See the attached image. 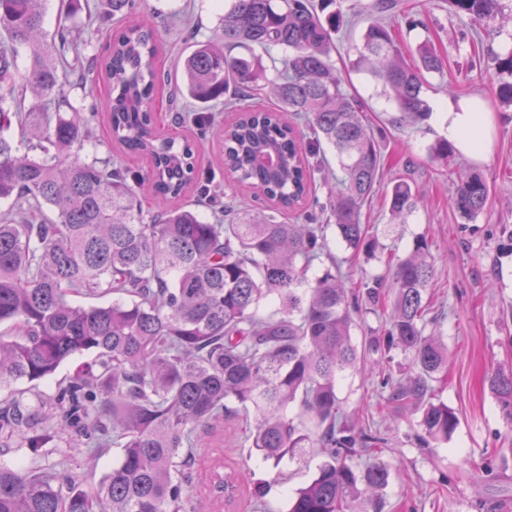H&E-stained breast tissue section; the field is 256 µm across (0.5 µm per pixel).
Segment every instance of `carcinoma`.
Here are the masks:
<instances>
[{
    "label": "carcinoma",
    "mask_w": 512,
    "mask_h": 512,
    "mask_svg": "<svg viewBox=\"0 0 512 512\" xmlns=\"http://www.w3.org/2000/svg\"><path fill=\"white\" fill-rule=\"evenodd\" d=\"M457 13L494 22L507 0H448ZM47 0H0V447L24 448L36 461L50 444L73 441L94 459L107 448L121 460L94 492L66 461L41 473L0 465V512H213L231 505L236 479L220 461L209 495L196 497L188 462L224 422L238 423L239 446L273 467L305 462L311 448L327 459L295 490L288 512H367L389 484L387 466L354 458L372 456L379 439L343 419L337 383L363 359L353 344L359 296L331 271L308 272L327 254L328 222L348 247L369 245L361 210L381 166L378 139L365 122V102L344 89L330 64L332 34L342 13L320 16L311 0H227L212 36L184 58L182 77L157 71L159 36L143 16L112 38L109 53L67 71L81 57L68 28L42 36ZM279 49L285 58L272 55ZM29 50L19 69L20 50ZM418 63L403 58L390 29L370 25L353 66L382 80L400 122L426 120L422 73H439L443 59L427 42ZM494 93L512 105V50L487 60ZM103 81L110 97L112 141L149 161L131 178L120 164L81 155L92 116L70 104L67 76ZM172 85L170 111L206 129L211 117L183 112L177 97L202 108L224 104L239 113L224 126V166L243 185L278 208L224 207L214 222L190 204L171 205L193 179L194 144L161 137L148 113L162 85ZM270 90L272 110L246 102ZM35 104L25 107L26 95ZM24 130L16 140L14 126ZM342 176L313 213L290 224L283 212L313 192L325 172L326 152ZM147 184L161 210L146 216L137 195ZM486 180L459 179L449 199L462 216L486 207ZM389 212L405 218L416 206L409 183H394ZM429 245L419 238L405 257L391 255L394 311L383 335L370 342L412 355L414 375L392 388L389 400L411 403L429 439L444 442L458 426L448 405L436 403L432 383L448 366V347L425 334L426 298L433 277ZM381 278L365 282L378 306ZM71 293L110 302L76 304ZM91 364L57 384L53 395L29 400L14 389L54 375L74 355ZM491 386L512 418V372Z\"/></svg>",
    "instance_id": "cac0c4a2"
}]
</instances>
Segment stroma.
Instances as JSON below:
<instances>
[{
	"mask_svg": "<svg viewBox=\"0 0 512 512\" xmlns=\"http://www.w3.org/2000/svg\"><path fill=\"white\" fill-rule=\"evenodd\" d=\"M88 2L93 21H86L80 12L71 24L85 55L100 57L107 52L109 33L121 24L108 0ZM326 9L342 12L346 19L334 36L331 62L345 90L367 104L366 120L380 138L382 168L362 208L375 251L346 248L331 234L329 255L316 262L314 270L335 269L356 292L372 275L386 273L388 253L407 255L416 238L427 239L434 273L428 329L448 346V377L437 385L436 398L456 412L459 424L448 441L427 445L422 441L419 412L389 402L392 385L412 371L411 354L398 348L369 353V369L346 374L337 387L342 409L353 422L383 439L377 460L390 470L382 493L383 512H512V420L489 386L496 373L512 370V107L502 106L494 97L490 73L479 65L488 52L502 55L512 48V23L479 24L453 13L447 0H400L390 11L378 10L376 0H329ZM136 10L155 15L161 38L156 67L174 74L193 42L211 36L224 0H137ZM373 21L391 28L404 55L427 41L443 57V71L427 75L423 86L430 107L450 97L477 99L494 113V144L485 160L476 162L455 152L447 162L437 161L430 148L439 135L431 122L415 128L392 124L396 108L381 83L353 67L362 32ZM68 98L77 108L96 114L86 156L121 160L135 176L145 172V157L117 151L112 144L104 87L72 85ZM157 100V129L176 141L196 143L200 177L218 186L223 201L258 208L260 202L252 191L239 185L224 167L219 132L235 120V113L213 111V124L202 139L195 126L178 122L169 111L167 92H160ZM452 170L486 179L489 197L478 217L464 218L450 207L455 188L448 176ZM398 180L408 182L419 199L402 224L392 221L388 211L389 193ZM233 434V428H226L223 447L196 449L195 489L204 490L209 464L220 458L225 472L243 475L234 512H253L255 500L262 502V512H286L288 496L309 480L313 466L284 462L272 468L237 447ZM64 454L73 472L93 490L119 461L121 451L109 449L90 468L84 449L52 448L43 466H51Z\"/></svg>",
	"mask_w": 512,
	"mask_h": 512,
	"instance_id": "stroma-1",
	"label": "stroma"
}]
</instances>
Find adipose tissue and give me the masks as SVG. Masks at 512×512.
<instances>
[{
	"label": "adipose tissue",
	"instance_id": "1",
	"mask_svg": "<svg viewBox=\"0 0 512 512\" xmlns=\"http://www.w3.org/2000/svg\"><path fill=\"white\" fill-rule=\"evenodd\" d=\"M432 119L441 137L457 152L474 161L483 160L493 147L494 117L477 111L473 101L449 99L442 102Z\"/></svg>",
	"mask_w": 512,
	"mask_h": 512
}]
</instances>
